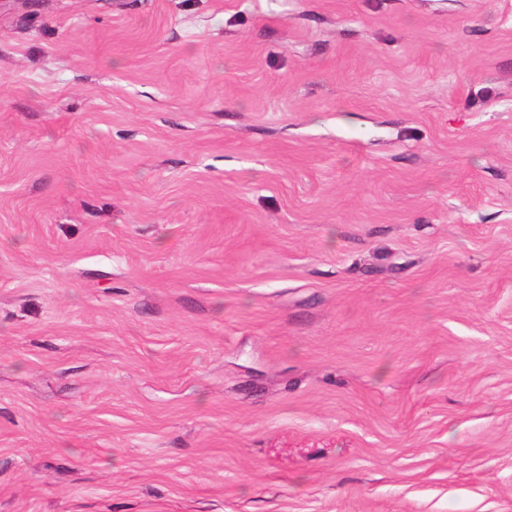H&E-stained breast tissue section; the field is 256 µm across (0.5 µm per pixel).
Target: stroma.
<instances>
[{"label":"stroma","instance_id":"35a3bbf8","mask_svg":"<svg viewBox=\"0 0 512 512\" xmlns=\"http://www.w3.org/2000/svg\"><path fill=\"white\" fill-rule=\"evenodd\" d=\"M0 512H512V0H0Z\"/></svg>","mask_w":512,"mask_h":512}]
</instances>
